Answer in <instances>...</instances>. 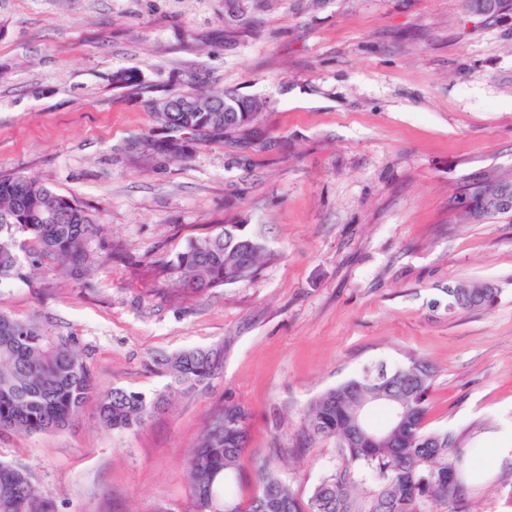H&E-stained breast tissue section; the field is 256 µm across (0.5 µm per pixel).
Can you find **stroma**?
<instances>
[{
    "label": "stroma",
    "mask_w": 512,
    "mask_h": 512,
    "mask_svg": "<svg viewBox=\"0 0 512 512\" xmlns=\"http://www.w3.org/2000/svg\"><path fill=\"white\" fill-rule=\"evenodd\" d=\"M0 0V176L21 172L98 215L73 278L51 262L0 286V311L76 336L100 387L164 409L130 430L87 404L60 432L0 437L56 512H191L185 460L225 401L253 417L236 487L271 448L309 496L339 462L307 438L325 391L417 359L434 378L425 426L465 448L467 512H512V216L463 208L512 179V10L465 0ZM130 73L136 84L114 83ZM226 89L263 108L249 131L202 136L187 161L129 150L160 137L152 100ZM244 225L255 278L170 299L153 263ZM111 261H102V254ZM490 281L487 311L448 290ZM224 351L207 387L168 392L163 355Z\"/></svg>",
    "instance_id": "35a3bbf8"
}]
</instances>
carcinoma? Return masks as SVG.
<instances>
[{
  "instance_id": "cac0c4a2",
  "label": "carcinoma",
  "mask_w": 512,
  "mask_h": 512,
  "mask_svg": "<svg viewBox=\"0 0 512 512\" xmlns=\"http://www.w3.org/2000/svg\"><path fill=\"white\" fill-rule=\"evenodd\" d=\"M493 14L512 0H468ZM175 107L166 112L153 104L169 134L152 140V154L162 159L188 157L202 132L222 135L245 129L261 104L231 91L186 94L171 91ZM473 214L493 216L512 211V183L495 175L475 188ZM101 225L78 203L24 175L0 176V281L22 276L21 255L30 265L53 261L77 274L90 262L89 243ZM265 257L261 242L230 224L198 237L175 257L157 265L173 285L170 294H189L250 279ZM501 289L452 312L493 307ZM222 350L191 349L163 356L157 365L169 374L171 388L204 386L222 366ZM384 369L367 370L322 394L305 418L304 433L336 442L341 464L329 472L308 498L283 480L267 459L256 462L254 490L243 502L230 493L241 481L239 461L245 452L249 411L227 401L214 413L186 459L193 512H448L462 485L452 487L448 474L467 467L458 438L446 430L425 428L431 369L419 360L382 377ZM384 393L400 400L405 419L383 427L372 439L358 418L359 407ZM95 402L99 422L112 429L140 425L164 403L132 390L97 387L77 339L44 324L20 321L0 312V432L37 434L64 430L86 404ZM0 512H55L54 504L28 475L0 462Z\"/></svg>"
}]
</instances>
